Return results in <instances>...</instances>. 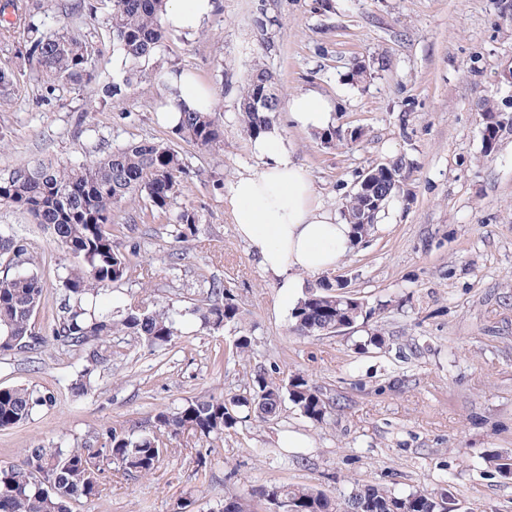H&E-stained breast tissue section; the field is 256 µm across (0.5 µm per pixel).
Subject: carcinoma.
Listing matches in <instances>:
<instances>
[{
    "instance_id": "obj_1",
    "label": "carcinoma",
    "mask_w": 512,
    "mask_h": 512,
    "mask_svg": "<svg viewBox=\"0 0 512 512\" xmlns=\"http://www.w3.org/2000/svg\"><path fill=\"white\" fill-rule=\"evenodd\" d=\"M166 0H113L112 51L124 62V81L142 76L143 63L150 59L166 37L161 16ZM89 45L77 31L40 33L32 31L28 58L41 73L74 83L88 84L86 68ZM266 90L274 98L263 107L250 102L255 90ZM280 99L273 74L255 67L246 79L238 101L243 132L255 137L273 123L271 113L279 110ZM503 127L482 123L486 152L495 150ZM181 139L203 148L224 143V130L212 112H185L175 129ZM390 173L380 174L374 192L392 199L400 189L401 165L389 162ZM185 173L178 152L153 141H132L103 156L78 165L40 162L21 163L0 174V205L13 207L47 225L54 237L78 264L63 276L65 290L60 315L52 329L54 341L63 347L84 351L98 348L118 333L133 334L154 347L167 345L180 331L183 314L170 308L150 310L140 304L127 308L116 319L101 306L100 296L113 283L128 278L133 270L134 248L126 252L114 240L112 212L140 194L151 202L152 216L167 213L171 199L180 191ZM366 205V196L354 191L346 198L344 217L353 223ZM195 211H182L176 238L194 231ZM16 268L0 277V355H11L46 346L36 331L35 316L44 300L45 282L34 271L35 259L23 242L0 233V258ZM336 284L324 280L306 292L292 309V331L299 336L336 332V325L351 329L361 318L375 313L355 299L335 293ZM206 329L219 330L238 321L239 309L229 290L224 303L191 310ZM312 424H323L331 415L329 402L308 376L291 375L280 385L258 374L248 391L228 398L194 397L182 406L161 408L154 428L135 433L115 425L105 431L106 444L93 453L83 448H28L21 467L0 466V512H74L73 504L100 495L103 469L94 460L110 459L124 474L147 478L154 474L168 451L165 441L191 436L201 442L221 440L224 434L250 421L264 422L278 413L283 398ZM54 402L50 392L24 385L0 388V429L27 421L36 410ZM496 473L512 475V453L487 457ZM279 501L280 512H457L453 494L447 490L395 492L377 484H357L341 501L325 491L301 484L253 485L248 497H229L222 512H249V500Z\"/></svg>"
}]
</instances>
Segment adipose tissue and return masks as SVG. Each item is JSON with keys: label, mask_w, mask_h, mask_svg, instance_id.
<instances>
[{"label": "adipose tissue", "mask_w": 512, "mask_h": 512, "mask_svg": "<svg viewBox=\"0 0 512 512\" xmlns=\"http://www.w3.org/2000/svg\"><path fill=\"white\" fill-rule=\"evenodd\" d=\"M216 0H168L163 19L169 29L194 32L216 9ZM160 122L177 128L182 112L213 111L211 89L191 72H163ZM287 108L301 129L324 131L334 123L332 103L316 92L290 94ZM256 171L234 179L227 203L238 237L261 270L275 282L280 298L296 305L305 278L333 268L354 241L350 224L318 203L308 170L295 162L278 126L250 141Z\"/></svg>", "instance_id": "adipose-tissue-1"}]
</instances>
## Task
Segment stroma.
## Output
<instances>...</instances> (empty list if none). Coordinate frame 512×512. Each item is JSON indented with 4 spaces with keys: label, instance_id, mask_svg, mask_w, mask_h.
<instances>
[{
    "label": "stroma",
    "instance_id": "obj_1",
    "mask_svg": "<svg viewBox=\"0 0 512 512\" xmlns=\"http://www.w3.org/2000/svg\"><path fill=\"white\" fill-rule=\"evenodd\" d=\"M26 25L0 29V71L13 84L0 96V171L37 160L79 163L131 141L163 142L187 171L166 216L148 201L116 209L114 223L134 224L141 255L129 277L103 300L188 311L209 302L221 282L239 320L218 331L188 321L162 348L113 336L85 396L69 387L85 365L50 335L64 294L61 276L76 260L47 229L0 207V232L24 240L36 258L45 298L36 328L46 347L0 356V388L53 391L57 403L23 424L0 430V465H19L36 446L100 447L119 424L148 428L157 408L196 396L242 393L257 372L282 383L301 372L343 410L310 423L283 401L279 415L252 422L213 443L172 442L147 478L103 474L99 496L77 512H221L225 498L250 486L298 483L347 495L354 483L406 493L447 489L458 512H512V477L486 457L512 451V129L493 152L482 141V104L494 97L512 113V87L498 82L512 67V16L505 0H221L194 33L168 32L146 63V75L121 101L103 87L123 76L112 52V0H21ZM77 30L92 47L87 87L37 74L27 60L26 26ZM372 64L366 81L347 75ZM269 69L280 98L314 91L336 105L337 127L358 141L327 143L280 107L275 122L294 158L308 169L323 207L342 213L346 196L370 167L405 161L401 193L380 227L332 271L348 294L375 313L339 334L290 331L291 310L236 234L224 202L229 184L258 163L238 120V99L255 65ZM194 72L219 103L224 144L183 142L155 119L157 76ZM195 210L199 222L176 240L175 217ZM383 347L355 351L371 333ZM252 338L237 355L238 336ZM296 433L306 448H280Z\"/></svg>",
    "mask_w": 512,
    "mask_h": 512
}]
</instances>
